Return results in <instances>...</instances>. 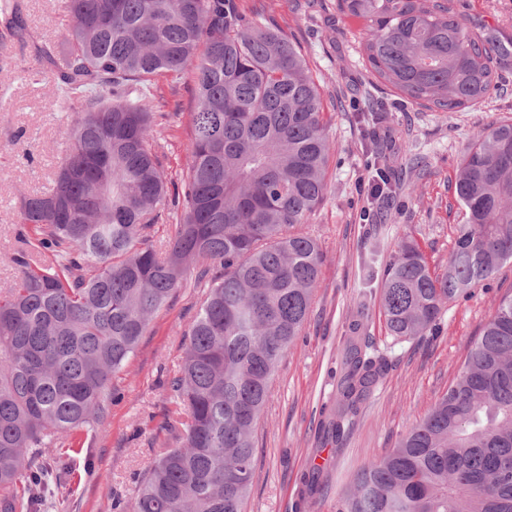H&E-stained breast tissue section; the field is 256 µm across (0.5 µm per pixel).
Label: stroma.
<instances>
[{
    "instance_id": "35a3bbf8",
    "label": "stroma",
    "mask_w": 512,
    "mask_h": 512,
    "mask_svg": "<svg viewBox=\"0 0 512 512\" xmlns=\"http://www.w3.org/2000/svg\"><path fill=\"white\" fill-rule=\"evenodd\" d=\"M246 17L261 15L302 49L324 98L331 149L328 191L305 225L321 252L312 310L280 361L257 423L256 467L245 512H336L354 472L393 448L411 424L445 394L500 299L512 293V261L448 303L436 333L411 340L389 336L379 300L367 311L366 334L386 370L339 441L324 437L336 411V369L363 285L362 261L377 245V268L415 240L431 270L442 271L453 249L462 209L454 192L461 159L489 124L512 120V58L497 67L503 85L477 107L434 112L401 104L379 86L359 55L358 20L337 0H235ZM25 40L7 39L11 64L0 70V254L21 246L23 200L51 189L67 149L70 102L36 51L60 43L71 20L59 0H21ZM470 29L512 40V0H455ZM156 111L177 113V126L156 132L155 150L170 177L188 160L190 78H159ZM393 134L390 166L401 190L390 201L368 196L374 171L366 152L369 130ZM207 281L188 273L184 285L152 318L135 354L112 380L104 427L77 434L48 456L60 476L49 512H115L139 478L176 441L171 431L186 412L170 394L184 351V332Z\"/></svg>"
}]
</instances>
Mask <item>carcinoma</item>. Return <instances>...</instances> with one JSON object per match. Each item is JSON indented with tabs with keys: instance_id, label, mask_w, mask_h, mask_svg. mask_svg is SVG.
I'll return each instance as SVG.
<instances>
[{
	"instance_id": "cac0c4a2",
	"label": "carcinoma",
	"mask_w": 512,
	"mask_h": 512,
	"mask_svg": "<svg viewBox=\"0 0 512 512\" xmlns=\"http://www.w3.org/2000/svg\"><path fill=\"white\" fill-rule=\"evenodd\" d=\"M71 18L61 94L73 104L67 183L24 199L31 250L0 289V512L49 507L54 472L42 457L77 431L95 432L112 376L190 265H218L189 323L169 383L188 417L180 446L142 476L120 512H245L254 435L274 376L306 321L321 252L298 231L327 191L323 101L301 49L247 20L233 0H63ZM363 20L366 67L401 101L451 112L484 102L512 43L469 30L453 0H338ZM19 0H0V27L23 38ZM193 78L189 160L168 187L152 142L177 113L153 111L159 76ZM380 188L396 195L386 150L372 136ZM465 223L440 274L417 242L385 267L380 305L396 341L435 329L451 301L512 260V122L481 131L455 181ZM66 195L67 216L45 208ZM168 214L166 250L150 244ZM366 302L349 325L332 435L373 392L385 360L363 339ZM337 512H512V295L466 354L457 377L384 457L354 475Z\"/></svg>"
}]
</instances>
